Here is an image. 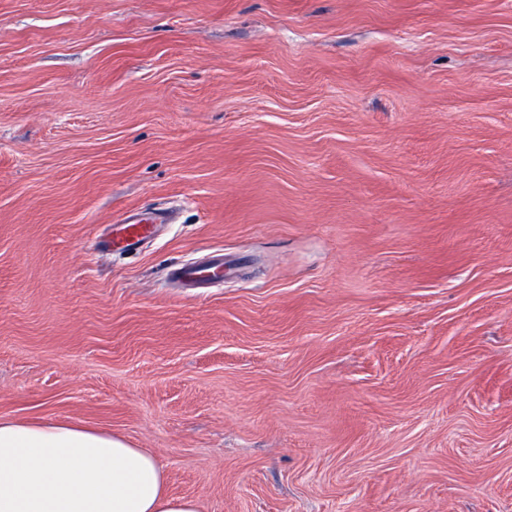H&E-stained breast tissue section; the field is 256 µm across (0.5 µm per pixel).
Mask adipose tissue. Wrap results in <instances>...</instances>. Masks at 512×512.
Returning <instances> with one entry per match:
<instances>
[{
	"label": "adipose tissue",
	"mask_w": 512,
	"mask_h": 512,
	"mask_svg": "<svg viewBox=\"0 0 512 512\" xmlns=\"http://www.w3.org/2000/svg\"><path fill=\"white\" fill-rule=\"evenodd\" d=\"M0 512H199L121 435L0 415Z\"/></svg>",
	"instance_id": "1"
}]
</instances>
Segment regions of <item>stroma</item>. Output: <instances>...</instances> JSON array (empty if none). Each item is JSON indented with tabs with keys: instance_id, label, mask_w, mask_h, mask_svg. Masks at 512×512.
<instances>
[{
	"instance_id": "35a3bbf8",
	"label": "stroma",
	"mask_w": 512,
	"mask_h": 512,
	"mask_svg": "<svg viewBox=\"0 0 512 512\" xmlns=\"http://www.w3.org/2000/svg\"><path fill=\"white\" fill-rule=\"evenodd\" d=\"M0 415L200 512H512V0H0ZM143 215L131 214L122 220L120 235L111 239H100L99 247L113 248L121 252H132L137 250L144 239L150 233L151 228L156 224L167 222L166 213L161 208H154L152 211L141 212ZM170 277L192 288H203L209 281L224 277V252L213 251L206 265L177 264L170 267Z\"/></svg>"
}]
</instances>
